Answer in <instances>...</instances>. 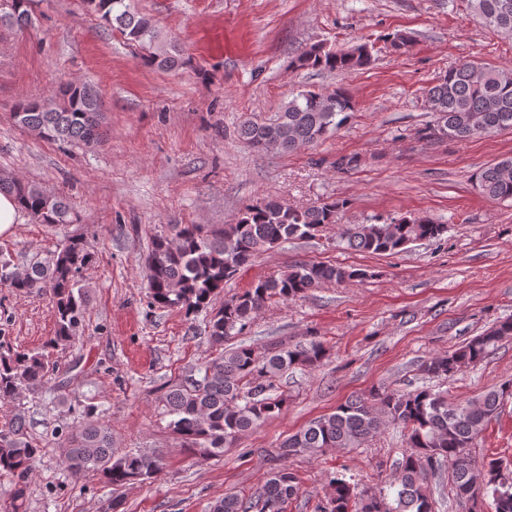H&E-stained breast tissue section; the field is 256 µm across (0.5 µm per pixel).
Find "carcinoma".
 Returning a JSON list of instances; mask_svg holds the SVG:
<instances>
[{"mask_svg":"<svg viewBox=\"0 0 512 512\" xmlns=\"http://www.w3.org/2000/svg\"><path fill=\"white\" fill-rule=\"evenodd\" d=\"M0 27L24 28L32 20V0H0ZM100 21L118 30L124 39L143 50L150 67L173 70L185 64L176 46L158 42L150 17L132 0H85ZM480 23L512 38V0H467ZM372 47L334 50L322 44L302 49L293 66L352 72L368 66ZM432 121L417 131V139L432 145L445 140L475 137L481 123L490 136L512 129V68L489 63L462 62L448 69L424 91ZM103 103L84 84L60 85L51 96L21 98L12 112L22 128L60 144L96 149L107 141L102 127ZM356 102L343 87L331 91L302 90L275 118H247L237 133L242 143L257 152L292 153L327 138L354 116ZM361 159L339 154L333 169L347 174ZM475 188L489 200L512 201V156H506L475 175ZM0 191L11 193L19 208L49 227L74 224L77 215L65 197L9 172H0ZM349 202L323 199L305 209L293 208L270 197L243 208L231 224H171L169 233L155 236L146 261L152 303L176 309L186 318L212 310L205 333L216 356L196 379L172 385L161 397L169 427L186 446L200 455H224L246 431L282 414L287 398L280 377L292 368L314 369L327 354L317 334L299 342L279 341L258 350L252 345L224 347L228 337L244 330L272 302L294 299L326 283L343 284L363 279L367 270L325 262L292 265L277 277L259 280L241 293L216 305L224 285L259 254L294 240L311 238L325 225L337 227L338 244L369 254H395L418 241L440 242L448 225L430 217L402 215L371 224H343ZM94 258L93 245L73 235L45 260L19 268L0 254V285L18 294L49 297L56 317L54 335L38 351L3 349L0 344V405L18 406L22 394L42 390L58 369L55 352L82 337L86 291L83 271ZM512 336V319H505L456 348L428 359L421 372L428 379L453 375L479 364L503 339ZM512 385L491 388L473 402H450L448 394L423 386L408 392L385 390L373 398H352L336 411L312 420L288 436L273 457L264 484L251 495L230 493L209 506V512H286L299 492V478L283 464L291 456L323 455L336 448H359L385 426L396 424L405 432L407 451L398 463V477L383 487L359 489L342 477L331 481V494L317 512H434L429 478L448 473L453 499L477 512L480 492L492 496L493 512H512V477L495 459L476 464L466 449L497 416ZM70 475L102 476L114 487L141 484L163 468L159 455L112 448V434L100 423H82L58 438ZM42 449L29 439L20 412L0 425V478L9 481L7 512H26L30 474Z\"/></svg>","mask_w":512,"mask_h":512,"instance_id":"obj_1","label":"carcinoma"}]
</instances>
